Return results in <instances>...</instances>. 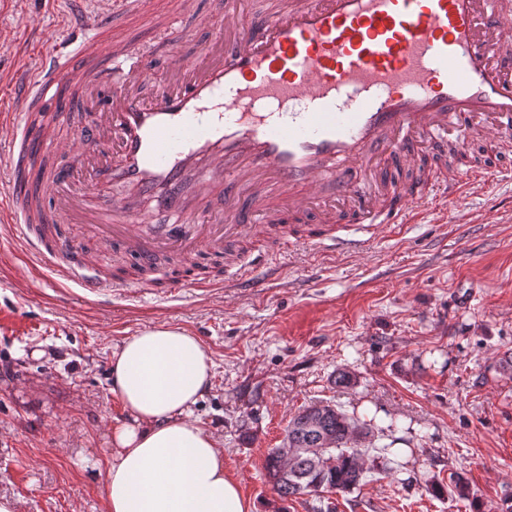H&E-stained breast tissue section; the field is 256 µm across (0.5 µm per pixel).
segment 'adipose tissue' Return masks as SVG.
<instances>
[{
  "label": "adipose tissue",
  "mask_w": 512,
  "mask_h": 512,
  "mask_svg": "<svg viewBox=\"0 0 512 512\" xmlns=\"http://www.w3.org/2000/svg\"><path fill=\"white\" fill-rule=\"evenodd\" d=\"M213 368L196 336L167 326L113 351L110 391L129 418L112 428L101 473L105 512H259L225 469L213 435L190 418Z\"/></svg>",
  "instance_id": "ef3b65f1"
}]
</instances>
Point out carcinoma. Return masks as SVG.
I'll return each mask as SVG.
<instances>
[{
	"label": "carcinoma",
	"instance_id": "cac0c4a2",
	"mask_svg": "<svg viewBox=\"0 0 512 512\" xmlns=\"http://www.w3.org/2000/svg\"><path fill=\"white\" fill-rule=\"evenodd\" d=\"M375 426L336 406L308 405L289 421L282 444L268 453L264 468L282 499L346 492L365 480L363 443Z\"/></svg>",
	"mask_w": 512,
	"mask_h": 512
}]
</instances>
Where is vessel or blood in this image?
<instances>
[{
    "instance_id": "obj_1",
    "label": "vessel or blood",
    "mask_w": 512,
    "mask_h": 512,
    "mask_svg": "<svg viewBox=\"0 0 512 512\" xmlns=\"http://www.w3.org/2000/svg\"><path fill=\"white\" fill-rule=\"evenodd\" d=\"M66 2L75 48L19 69L0 108V223L91 296L129 284L93 272L63 225H92L142 269L139 287L208 252L225 287L257 291L265 256L243 246L360 249L346 224L398 223L433 186L460 198L448 157L468 135L494 147L512 132V0H276L258 19L210 0L220 45H198L199 67L171 48L183 76L148 98L116 74L134 48L113 23L146 0ZM76 175L85 194L44 203ZM213 213L217 232L198 221Z\"/></svg>"
}]
</instances>
